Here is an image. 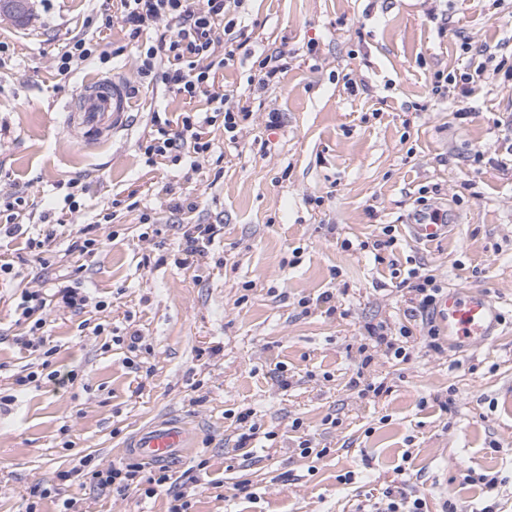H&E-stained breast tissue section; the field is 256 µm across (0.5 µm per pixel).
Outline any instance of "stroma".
Returning <instances> with one entry per match:
<instances>
[{
  "label": "stroma",
  "mask_w": 512,
  "mask_h": 512,
  "mask_svg": "<svg viewBox=\"0 0 512 512\" xmlns=\"http://www.w3.org/2000/svg\"><path fill=\"white\" fill-rule=\"evenodd\" d=\"M235 34L215 88L232 106L258 102L236 141L218 124L198 169L187 157L149 166L140 144L153 112L173 120L207 103L140 73L112 0H30L19 22L0 13V203L24 197L34 236L76 179L81 221L112 216L81 274L107 309L46 314L56 367L77 379L0 408V512H26L30 488L54 484L78 457L102 467L126 460L136 433L166 417L191 422L196 440L169 461L172 477L207 461L191 512H369L371 498L399 483L431 512L447 501L480 512L489 498L512 512V169L501 167L512 159V77L489 76L466 96L456 84L433 91L435 73L473 72L480 49L512 39V0H247ZM83 35L123 53L59 75L58 56ZM275 53L288 68L255 94V62ZM111 75L131 90L128 122L110 140L82 142L60 114L85 82ZM175 194L191 197L194 212H172ZM423 209L446 213L455 230L415 241L409 225ZM146 218L157 233L144 240ZM185 221L223 227L188 270L174 263ZM387 224L394 250L359 249ZM412 268L443 289L488 294L504 314L497 336L467 352L418 343L406 362L367 346V325L394 337L410 322L394 273ZM41 285L36 262L0 279V389L40 362L13 338L17 297ZM325 292L335 313L300 306ZM134 329L147 347L139 370L109 343ZM279 366L288 388L276 381ZM359 368L387 393L358 397L348 381ZM247 407L278 438L253 440L245 455L234 448L232 413ZM329 415L336 427L324 425ZM306 439L330 453L300 457ZM467 469L499 477L493 496L463 484ZM243 479L251 497L235 491ZM69 492L81 512L168 510L163 492Z\"/></svg>",
  "instance_id": "obj_1"
}]
</instances>
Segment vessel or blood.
I'll return each mask as SVG.
<instances>
[{
	"label": "vessel or blood",
	"mask_w": 512,
	"mask_h": 512,
	"mask_svg": "<svg viewBox=\"0 0 512 512\" xmlns=\"http://www.w3.org/2000/svg\"><path fill=\"white\" fill-rule=\"evenodd\" d=\"M130 109L127 87L120 79L87 83L65 110L64 123L88 142L111 139L126 124ZM438 317L452 348L468 351L487 341L499 328L502 313L486 294L454 288L439 303ZM192 445V431L182 422L162 419L144 429L132 445L138 458L164 463Z\"/></svg>",
	"instance_id": "obj_1"
}]
</instances>
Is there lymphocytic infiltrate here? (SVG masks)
Returning a JSON list of instances; mask_svg holds the SVG:
<instances>
[{"label":"lymphocytic infiltrate","instance_id":"f902f5d3","mask_svg":"<svg viewBox=\"0 0 512 512\" xmlns=\"http://www.w3.org/2000/svg\"><path fill=\"white\" fill-rule=\"evenodd\" d=\"M244 0H117L123 26L130 43H133L140 61L143 75H159L165 87L183 99L205 98L206 112H185L178 124H171L168 118L153 114L152 129L141 143L148 163L164 159L180 162L188 154L204 156L211 150L206 137L208 127L222 124L226 134H235L241 121L251 112L249 105L238 110L225 109V97L215 89L216 74L231 60V52H220L222 35L230 34L235 26L230 17L231 6H242ZM177 21L178 27L172 36L156 41L147 39V31L162 20ZM99 224H78L71 232V239L63 254L56 255L52 246L57 239L56 225L43 222L40 240L30 241L31 249L37 250L42 269L58 265L64 267V274L55 276L46 287L23 292L17 305L18 324L26 325L24 336L17 342L23 347L40 351L42 366L27 374L16 376L11 384L12 391L23 392L47 384L60 385L73 381V374H60L52 364L59 352L58 346L48 345L44 335L46 320L44 313L52 303L63 304L72 314H83L89 297L84 289L74 286L71 276L87 269L91 258L97 256L102 239L98 234ZM223 227L219 224L179 225L180 244L175 263L188 268L208 253V249ZM402 284L406 287L415 312L421 317L420 328L401 326L400 342H392L384 333L383 326L368 327L367 333L375 344L385 345L394 358L405 361L410 357L409 345L416 336H423L429 349L440 352L444 349L445 338L435 324V310L441 294V287L435 275L419 274L410 270ZM205 463H198L195 469L186 471L177 490H169L171 476L165 467L145 469L143 463L130 461L102 468L93 465L91 457H81L71 469L58 472L56 485H37L31 488V502L26 512H37L39 501L58 494L60 486H69L76 481H87L101 491L118 494L135 492L151 498L158 491L169 490L168 512H188L191 499L202 487L201 473Z\"/></svg>","mask_w":512,"mask_h":512}]
</instances>
